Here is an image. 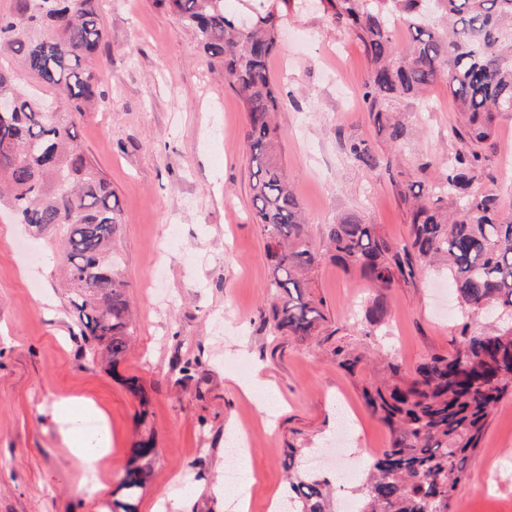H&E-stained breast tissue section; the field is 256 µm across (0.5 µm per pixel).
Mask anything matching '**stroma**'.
<instances>
[{
	"mask_svg": "<svg viewBox=\"0 0 512 512\" xmlns=\"http://www.w3.org/2000/svg\"><path fill=\"white\" fill-rule=\"evenodd\" d=\"M107 44L98 57L95 109L76 121L77 140L119 201L117 242L137 314L136 336L115 371L82 346L58 269L62 249L0 205V512H115L129 449L150 434L158 448L137 512H233L225 503L227 448L247 431L251 448L244 487L247 512H269L288 487L290 449L306 458L328 452L322 471L337 496H350L344 468L363 473L388 430L371 415L361 388L370 367L351 375L336 364L344 345L405 373L431 354L461 347L468 310L449 290L446 270L416 266L388 293L387 326L367 335L366 310L376 298L357 272H345L323 248L330 224L359 215L384 237L407 239L412 207L389 171L367 170L345 152L348 138L366 139L406 179L432 184L460 143L462 119L445 83L434 84L429 109L400 101L412 131L401 145L370 120L362 100L369 61L361 43L320 8L290 5L283 46L270 70L284 94L277 120L280 160L299 197L312 244L323 256L313 291L325 301L321 335L303 340L273 331L262 316L271 303L264 240L252 221L246 113L221 72L179 23L154 0H105ZM492 190L512 215V113L497 121L486 144ZM198 363L196 383L178 384L175 359ZM138 377L141 406L123 384ZM269 386L271 407L243 392L254 378ZM74 398L70 425L93 419V401L109 419L112 451L92 482L61 443L53 419L58 397ZM450 512H512V397L489 419Z\"/></svg>",
	"mask_w": 512,
	"mask_h": 512,
	"instance_id": "obj_1",
	"label": "stroma"
}]
</instances>
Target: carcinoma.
Returning a JSON list of instances; mask_svg holds the SVG:
<instances>
[{
    "label": "carcinoma",
    "instance_id": "obj_1",
    "mask_svg": "<svg viewBox=\"0 0 512 512\" xmlns=\"http://www.w3.org/2000/svg\"><path fill=\"white\" fill-rule=\"evenodd\" d=\"M226 0H155L187 29L210 63L222 70L242 102L245 146L255 165L253 221L264 239L276 297L264 322L304 339L323 332L325 301L312 292L310 273L321 260L310 242L302 204L278 158L281 132L275 122L282 103L269 61L280 41L284 10L291 0H254L251 23ZM323 12L359 40L371 63L363 103L378 129L394 143L410 136L392 115L396 102L419 101L442 81L462 112L463 143L454 161L429 188L391 174L404 198L414 200L410 243L398 245L375 225L346 215L329 226L327 251L345 270L357 271L378 296L367 321L386 317L385 291L412 275L413 261L448 266V283L487 329L462 325L463 346L434 353L415 375L388 364L386 374L362 385L364 403L389 430L390 444L372 460L355 489V512H448L479 448L495 406L512 394V218L501 216L493 191H470L492 178L485 144L495 120L512 112V0H320ZM410 33L406 50L395 52L393 28ZM107 29L100 0H14L0 16V56L16 59L26 72L55 88L53 112L43 98L18 83V72L0 64V100L12 101L0 116V197L16 220L64 245L63 273L69 302L85 349L107 354L114 369L135 336L133 311L114 255L122 226L109 182L77 142L76 117L97 102L99 76L92 66ZM348 157L369 169L381 164L368 142L347 140ZM383 166L391 170V162ZM339 367L356 374L366 354L334 350ZM153 436L133 442L121 487L122 512L149 481L156 460ZM288 497L299 512H341L329 480L316 472L289 479Z\"/></svg>",
    "mask_w": 512,
    "mask_h": 512
}]
</instances>
